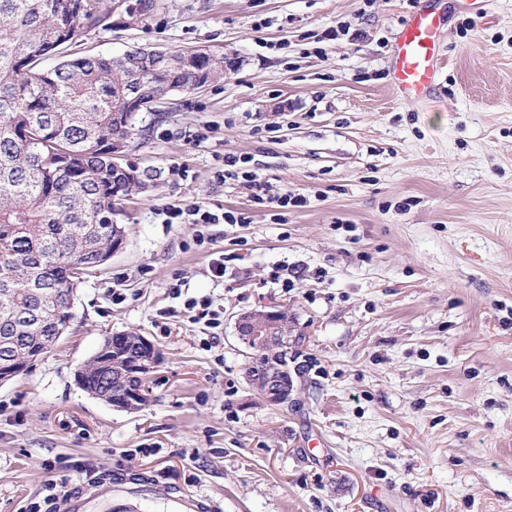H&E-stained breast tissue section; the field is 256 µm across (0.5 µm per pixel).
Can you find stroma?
Wrapping results in <instances>:
<instances>
[{
    "label": "stroma",
    "mask_w": 512,
    "mask_h": 512,
    "mask_svg": "<svg viewBox=\"0 0 512 512\" xmlns=\"http://www.w3.org/2000/svg\"><path fill=\"white\" fill-rule=\"evenodd\" d=\"M158 3L81 50L205 48L224 77L169 94L126 148L155 179L116 204L123 248L78 284L57 345L0 384V512L42 499L63 459L73 483L148 470L223 512H512V0L454 13L440 92L416 103L394 99L390 72L418 0ZM340 24L361 38L325 39ZM228 153L304 206L275 223L218 179ZM186 203L250 221L165 223ZM204 296L224 314L214 337L183 308ZM259 306L305 336L285 407L245 375L235 321ZM128 331L163 356L137 411L75 380Z\"/></svg>",
    "instance_id": "1"
}]
</instances>
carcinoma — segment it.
Wrapping results in <instances>:
<instances>
[{
	"label": "carcinoma",
	"mask_w": 512,
	"mask_h": 512,
	"mask_svg": "<svg viewBox=\"0 0 512 512\" xmlns=\"http://www.w3.org/2000/svg\"><path fill=\"white\" fill-rule=\"evenodd\" d=\"M157 0H123L143 21ZM112 29L111 0H0V365L43 349L59 323L74 318L70 296L97 256L125 237L115 202L148 186L112 165V142L142 139L163 97L220 78L224 59L198 49L161 54L69 58L88 30ZM56 57L53 66L44 61ZM135 332L112 337L111 357H93L85 378L103 397L118 385L136 351ZM286 351L254 354L247 377Z\"/></svg>",
	"instance_id": "cac0c4a2"
}]
</instances>
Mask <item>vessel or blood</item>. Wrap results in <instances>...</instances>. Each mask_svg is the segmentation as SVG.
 Masks as SVG:
<instances>
[{
    "instance_id": "vessel-or-blood-1",
    "label": "vessel or blood",
    "mask_w": 512,
    "mask_h": 512,
    "mask_svg": "<svg viewBox=\"0 0 512 512\" xmlns=\"http://www.w3.org/2000/svg\"><path fill=\"white\" fill-rule=\"evenodd\" d=\"M448 20L446 0H422V5L402 23L395 39L391 89L402 101L433 100L443 61L440 33ZM116 505L118 512H140L150 501H168L171 512H216L208 498L180 494L151 476L128 478L113 472L109 479L73 486L58 502V512H87L92 501Z\"/></svg>"
}]
</instances>
